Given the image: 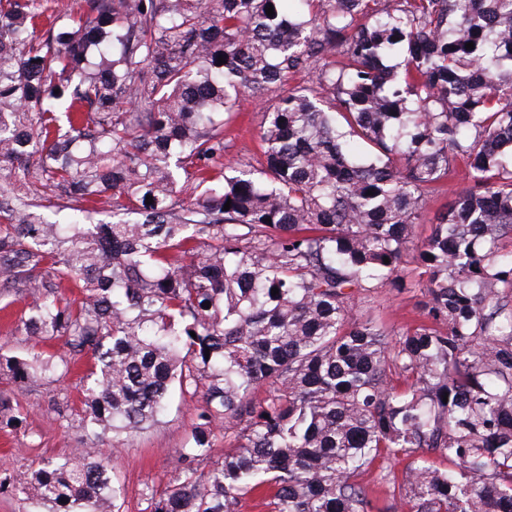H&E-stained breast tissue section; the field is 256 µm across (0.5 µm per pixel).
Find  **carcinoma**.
<instances>
[{"label":"carcinoma","instance_id":"cac0c4a2","mask_svg":"<svg viewBox=\"0 0 512 512\" xmlns=\"http://www.w3.org/2000/svg\"><path fill=\"white\" fill-rule=\"evenodd\" d=\"M49 9L0 0V294L34 298L33 344L0 346V371L49 385L91 355V447L0 488L121 512L94 445L160 427L180 394L201 398L192 441L144 512H241L257 491L269 512H372L357 477L378 459L409 460L381 475L406 512H512V0ZM274 85L264 162L215 185L224 125ZM459 164L468 187L418 238ZM35 179L51 194L28 197ZM109 193L112 221L87 223ZM386 287L420 292L416 322L358 314Z\"/></svg>","mask_w":512,"mask_h":512}]
</instances>
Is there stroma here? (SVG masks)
<instances>
[{
    "mask_svg": "<svg viewBox=\"0 0 512 512\" xmlns=\"http://www.w3.org/2000/svg\"><path fill=\"white\" fill-rule=\"evenodd\" d=\"M280 93V88L275 87L267 93L264 102L249 98L243 101L233 124L224 132L225 167L259 159L263 108L274 105ZM417 301L416 293L387 288L370 307L373 314L382 315L387 323L399 328L415 318ZM30 303V297L21 294L0 297V343L11 352L21 353L28 347V339L18 331L17 323ZM92 363L91 356H84L64 380L48 386L21 389L8 376L0 375V393L10 396L24 416L22 424L8 427L0 424V477L18 475L39 459L64 456L82 447V432L72 414L79 397V378ZM200 404L197 397L175 399L166 424L130 440L120 454H113L110 446H102V454L113 456L116 473L125 485L122 512H142L144 487L159 490L166 487L176 451L189 444Z\"/></svg>",
    "mask_w": 512,
    "mask_h": 512,
    "instance_id": "1",
    "label": "stroma"
}]
</instances>
